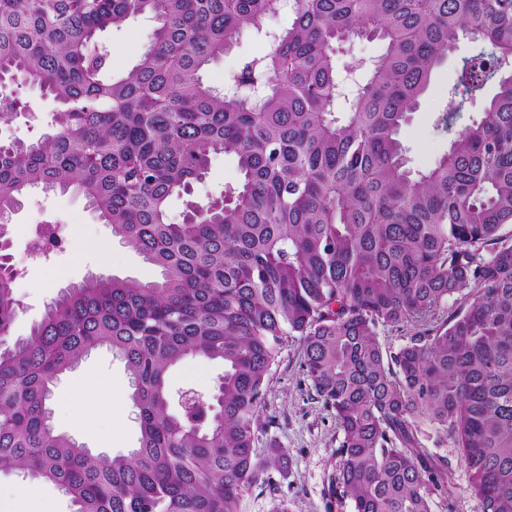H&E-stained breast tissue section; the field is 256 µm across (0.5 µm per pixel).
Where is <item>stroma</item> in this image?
I'll return each instance as SVG.
<instances>
[{"instance_id": "1", "label": "stroma", "mask_w": 512, "mask_h": 512, "mask_svg": "<svg viewBox=\"0 0 512 512\" xmlns=\"http://www.w3.org/2000/svg\"><path fill=\"white\" fill-rule=\"evenodd\" d=\"M289 9L267 17L261 29H243L232 49L213 61L205 72L206 80L219 85L234 84L243 64L269 51L270 34L291 26ZM155 26L146 15L128 18L120 27L100 36L109 51L113 77L126 75L138 62ZM481 42L459 37L452 54L436 68L419 108L400 129L406 166L417 172L431 167L447 152L449 136L436 126V116L448 101L457 82L462 59L483 50ZM382 41L355 38L337 43L336 73L341 94L334 106L336 117L348 112L358 87L370 77L372 64L383 53ZM15 89L23 103L20 115L11 125L0 128V139L34 141L53 132V115L59 105L38 86L17 82ZM240 176L233 156L212 155L204 180L194 184L190 194L172 196L168 201L171 221H182L189 202L219 197L236 189ZM62 224L72 237L71 244L52 252L48 258L33 260L27 253L36 238L38 224ZM10 252L17 271L13 290L20 303L10 338L29 336L43 318L48 304L61 289L92 276L161 280L160 267L121 243L76 190L28 194L8 226ZM304 346L299 336L289 337L272 366L271 380L255 429V453L266 457L270 449L288 454L285 473L273 474L270 482L245 492L239 512H271L274 504L284 503L288 512H353L349 498L341 497L336 487L338 458L342 439L333 413L324 407L312 388L304 368ZM224 376L223 362L204 357H189L177 365L169 379L170 408L179 411V395L192 389L213 398ZM109 380L123 386L116 401L103 396L98 385ZM130 375L124 361L107 347L93 349L73 369L60 375L52 386L51 423L61 434L95 454L122 455L138 445L140 437L137 409L129 391ZM429 454L448 460L452 492L448 498L434 497L432 512H483L481 499L470 490L471 477L461 462L452 441L429 440ZM27 492L32 512H73L74 507L54 484L34 480L15 471L0 473V507L7 512L19 492Z\"/></svg>"}]
</instances>
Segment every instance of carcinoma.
<instances>
[{
  "instance_id": "1",
  "label": "carcinoma",
  "mask_w": 512,
  "mask_h": 512,
  "mask_svg": "<svg viewBox=\"0 0 512 512\" xmlns=\"http://www.w3.org/2000/svg\"><path fill=\"white\" fill-rule=\"evenodd\" d=\"M289 6L294 21L248 62L247 98L204 80L239 32ZM157 22L138 64L105 75L99 34ZM493 52L464 59L454 88L498 78L461 127L437 115L448 153L417 174L398 138L461 35ZM385 52L345 117L334 44ZM512 0H0V83L19 78L60 105L56 129L0 143V250L32 189L81 193L160 282L94 277L65 289L23 341L13 271L0 262V471L61 488L74 512H239L288 469L259 459L254 427L288 336L342 431L336 487L354 512H431L448 467L421 439H451L484 512H512ZM235 157L237 189L193 202L209 157ZM410 326L395 353L381 327ZM107 346L132 376L139 446L93 454L55 432L51 386ZM188 356L224 363L216 397L170 410Z\"/></svg>"
}]
</instances>
